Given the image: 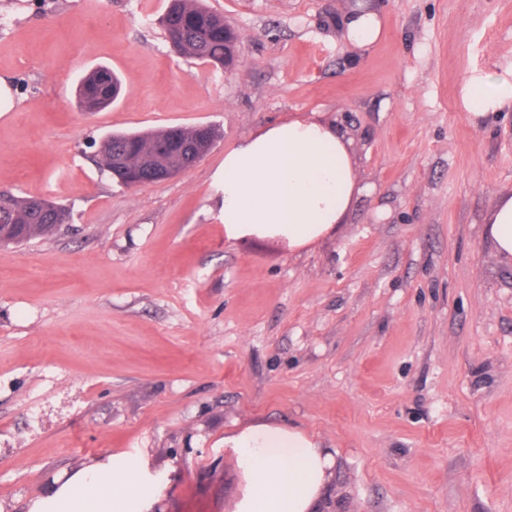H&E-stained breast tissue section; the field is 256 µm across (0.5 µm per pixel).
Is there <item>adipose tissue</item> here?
I'll return each mask as SVG.
<instances>
[{
  "instance_id": "ef3b65f1",
  "label": "adipose tissue",
  "mask_w": 512,
  "mask_h": 512,
  "mask_svg": "<svg viewBox=\"0 0 512 512\" xmlns=\"http://www.w3.org/2000/svg\"><path fill=\"white\" fill-rule=\"evenodd\" d=\"M462 102L473 119L512 109V68L472 77ZM224 233L304 248L347 223L365 188L345 130L319 116L261 128L224 155ZM486 238L512 260V194H501L486 219ZM248 479L237 512H316L331 454L303 431L267 423L225 435ZM162 489L134 460L114 455L55 482L30 512H150Z\"/></svg>"
}]
</instances>
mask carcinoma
<instances>
[{
    "mask_svg": "<svg viewBox=\"0 0 512 512\" xmlns=\"http://www.w3.org/2000/svg\"><path fill=\"white\" fill-rule=\"evenodd\" d=\"M166 38L177 54L224 67L228 28L224 17L203 0H168L162 17ZM122 81L112 69L100 66L84 75L76 90L82 110L100 112L117 99ZM222 137L214 125L179 126L150 133L112 134L102 141L100 154L112 177L123 185L160 181L169 161L191 167ZM69 220L63 206L45 198L11 193L0 196V245H17L36 236L57 231Z\"/></svg>",
    "mask_w": 512,
    "mask_h": 512,
    "instance_id": "1",
    "label": "carcinoma"
}]
</instances>
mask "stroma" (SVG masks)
Masks as SVG:
<instances>
[{
    "label": "stroma",
    "instance_id": "obj_1",
    "mask_svg": "<svg viewBox=\"0 0 512 512\" xmlns=\"http://www.w3.org/2000/svg\"><path fill=\"white\" fill-rule=\"evenodd\" d=\"M240 38L230 71L175 54L167 0H0V188L70 209L0 246V512L123 454L159 512H236L225 433L298 428L333 462L318 512H512V262L484 220L512 192V111L471 119L473 76L512 64V0H377L360 48L349 0H206ZM122 79L101 112L75 87ZM320 114L366 191L304 249L224 235V155ZM212 124L176 177L126 187L112 133ZM366 6L368 9L365 12L351 10L341 20V28L346 38L358 47L371 45L377 40L381 31L378 12L368 4ZM121 89L122 81L119 76L112 69L100 66L82 77L76 90V98L83 111L92 104V112H100L117 99Z\"/></svg>",
    "mask_w": 512,
    "mask_h": 512
}]
</instances>
